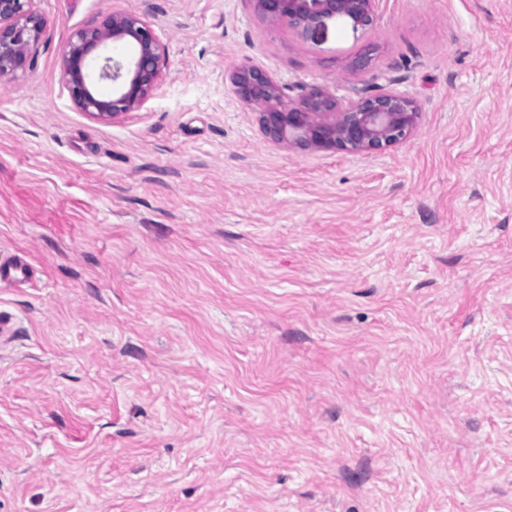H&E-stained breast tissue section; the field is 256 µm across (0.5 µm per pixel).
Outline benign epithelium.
<instances>
[{
    "label": "benign epithelium",
    "mask_w": 512,
    "mask_h": 512,
    "mask_svg": "<svg viewBox=\"0 0 512 512\" xmlns=\"http://www.w3.org/2000/svg\"><path fill=\"white\" fill-rule=\"evenodd\" d=\"M36 0H0V79L16 77L34 60L46 27ZM268 24L285 25L304 40L323 34L328 23L366 33L378 21L377 0H249ZM119 42L127 54L108 53ZM165 50L144 16L116 10L74 33L62 54V76L74 106L102 120H119L141 107L159 86ZM109 82L101 96L94 83ZM238 95L259 108L258 122L277 144L346 153L382 151L407 139L417 128L420 108L410 96L379 90L339 99L320 88L285 98L261 69L244 64L232 74Z\"/></svg>",
    "instance_id": "1"
}]
</instances>
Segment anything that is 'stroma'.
Instances as JSON below:
<instances>
[{"instance_id": "35a3bbf8", "label": "stroma", "mask_w": 512, "mask_h": 512, "mask_svg": "<svg viewBox=\"0 0 512 512\" xmlns=\"http://www.w3.org/2000/svg\"><path fill=\"white\" fill-rule=\"evenodd\" d=\"M36 6L0 80V254L33 270L0 286V512H512V0H378L308 42L248 0ZM120 9L166 64L112 122L61 57ZM244 63L418 127L273 143Z\"/></svg>"}]
</instances>
